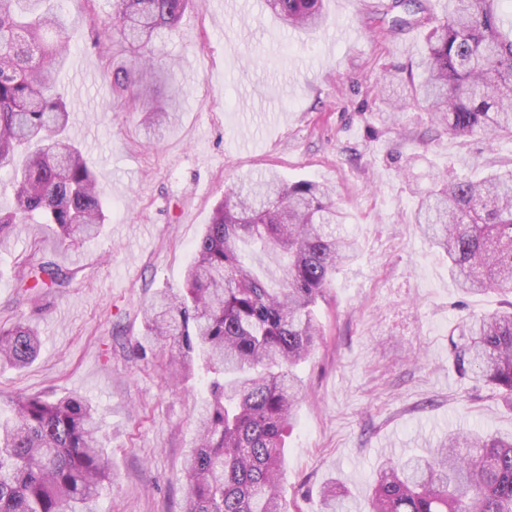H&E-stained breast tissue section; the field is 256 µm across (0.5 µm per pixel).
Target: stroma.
I'll list each match as a JSON object with an SVG mask.
<instances>
[{"mask_svg": "<svg viewBox=\"0 0 512 512\" xmlns=\"http://www.w3.org/2000/svg\"><path fill=\"white\" fill-rule=\"evenodd\" d=\"M64 9L80 36L58 87L108 220L85 241L21 224L0 246V324L33 321L42 342L30 367L0 371V407L20 392L73 391L98 406L112 459L100 512H180L175 477L206 385L170 377V346L134 357L142 309L156 289L182 286L225 192L271 171L335 191L358 253L320 300L324 336L298 368L307 395L284 462L290 512H323L331 478L364 507L382 460L426 454L448 433L512 435V409L449 355L457 323L504 308L512 293L462 294L411 218L437 175L478 178L512 163V138L439 135L423 108L383 103L380 84L416 59L427 33L393 28L405 7L325 0V22L304 33L266 0H194L159 45L174 76L161 86L171 119L155 130L112 90L125 55L95 31L111 0ZM21 258L76 269L79 284L62 296L18 290Z\"/></svg>", "mask_w": 512, "mask_h": 512, "instance_id": "stroma-1", "label": "stroma"}]
</instances>
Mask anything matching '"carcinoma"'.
Instances as JSON below:
<instances>
[{"label":"carcinoma","instance_id":"obj_1","mask_svg":"<svg viewBox=\"0 0 512 512\" xmlns=\"http://www.w3.org/2000/svg\"><path fill=\"white\" fill-rule=\"evenodd\" d=\"M191 0H112L99 34L133 53L112 71L116 92L151 125L170 118L157 85L166 81L156 39L173 31ZM295 28L315 30L324 0H268ZM507 0H448L441 15L394 25L427 26L425 47L399 85L412 104L456 137H512V10ZM62 0H0V170L14 173V207L0 213V245L18 224H53L64 239L98 234L104 201L82 150L67 136L70 111L56 71L77 38ZM341 212L313 180L263 176L229 190L192 245L181 288L155 293L143 310L137 351L166 342L178 351L171 375L200 369L207 397L196 418L198 442L180 484L183 512H288L281 486L284 448L304 394L297 366L322 336L316 307L338 266L356 257L338 232ZM429 243L448 258L464 294L512 292V169L460 179L445 176L419 194L413 213ZM275 255L283 275L257 273L248 249ZM30 288L54 294L75 271L48 262L20 270ZM463 371L512 408V302L473 314L451 333ZM39 351V330L0 326V364L23 368ZM0 416V512H98L112 489L101 448V416L78 394L50 400L20 393ZM323 512H346L336 483L322 487ZM368 512H512V438L468 431L431 456L386 460Z\"/></svg>","mask_w":512,"mask_h":512}]
</instances>
